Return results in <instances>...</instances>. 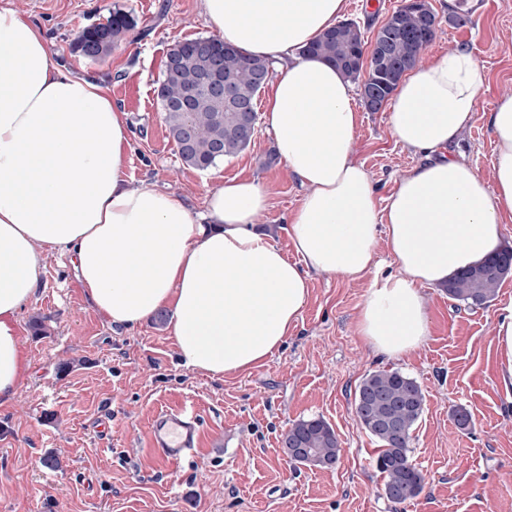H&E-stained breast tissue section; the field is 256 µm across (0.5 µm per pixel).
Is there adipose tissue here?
Returning a JSON list of instances; mask_svg holds the SVG:
<instances>
[{
  "instance_id": "adipose-tissue-1",
  "label": "adipose tissue",
  "mask_w": 512,
  "mask_h": 512,
  "mask_svg": "<svg viewBox=\"0 0 512 512\" xmlns=\"http://www.w3.org/2000/svg\"><path fill=\"white\" fill-rule=\"evenodd\" d=\"M346 0H201L225 45L279 68L263 124L303 191L286 217L288 260L259 221L270 200L253 179L210 191L203 211L131 187L129 130L107 85L51 63L42 31L0 5V405L30 364L19 313L38 292L42 256L69 255L91 305L113 325L170 315L186 367L212 377L265 363L297 325L313 275L370 278L356 331L400 356L430 334L424 288L500 249L512 221V96L488 114L491 179L452 152L473 120L481 75L456 47L403 76L387 107L393 135L420 161L385 203L355 158L352 84L304 48ZM396 273L378 275L380 243Z\"/></svg>"
}]
</instances>
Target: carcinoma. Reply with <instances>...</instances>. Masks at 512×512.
<instances>
[{
    "label": "carcinoma",
    "mask_w": 512,
    "mask_h": 512,
    "mask_svg": "<svg viewBox=\"0 0 512 512\" xmlns=\"http://www.w3.org/2000/svg\"><path fill=\"white\" fill-rule=\"evenodd\" d=\"M134 16L121 8L113 9L106 22L84 29L72 51L78 56L99 61L112 53L128 31ZM438 27L430 4L416 10L399 7L388 16L377 34L375 47L366 48L359 26L340 21L311 43L304 52L324 57L341 74L372 87L371 96L379 102L389 99L405 72L433 42ZM107 39L97 42L99 31ZM222 75L232 80L236 106H217L206 95L211 58L202 47V38L187 39L173 45L168 55L172 66L164 65L162 81L156 89L169 138L183 164L205 170L239 155L252 143L258 123L256 100L270 80L272 65L262 59L247 58L235 50L217 47ZM512 255L498 253L470 267L448 281V298L467 307H480L496 295L501 280L509 272L503 261ZM425 396L417 380L399 370L369 373L354 393L356 417L377 445L373 464L383 489H392L402 504L417 497L426 477L413 459L414 426L424 412ZM288 440L310 454L301 464L323 468L326 460H338L340 443L332 425L322 417L299 419L286 432Z\"/></svg>",
    "instance_id": "cac0c4a2"
}]
</instances>
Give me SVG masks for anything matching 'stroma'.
Wrapping results in <instances>:
<instances>
[{"label":"stroma","instance_id":"stroma-1","mask_svg":"<svg viewBox=\"0 0 512 512\" xmlns=\"http://www.w3.org/2000/svg\"><path fill=\"white\" fill-rule=\"evenodd\" d=\"M47 36L51 61L107 84L129 129L126 176L135 187L174 194L194 207L225 180L260 182L271 208L262 221L286 255L285 218L301 199L296 183L270 162L271 136L258 128L238 156L208 170L185 166L168 136L156 98L164 60L176 42L212 35L199 0H14ZM136 26L104 60L71 50L84 28L105 22L113 6ZM432 58L462 45L482 81L476 116L458 145L490 178L495 143L487 114L512 94V0L463 25L437 14ZM356 158L378 200L393 193L418 158L388 125L387 110L362 111ZM369 278L316 275L285 344L251 371L212 378L180 360L168 323L113 326L90 304L68 256L50 253L36 296L19 314L30 371L17 399L0 407V512H512V404L498 378L494 323L512 306V276L486 305L470 308L445 289H425L431 331L413 352L374 354L356 333ZM44 330L35 333L33 321ZM414 377L426 397L413 434V458L426 481L414 500L395 505L382 490L361 428L354 392L375 370ZM472 418L458 428L456 407ZM162 409L200 421L204 444L162 466L149 451V427ZM320 416L341 446L335 467L289 463L281 436L293 421ZM59 456L49 469L40 460Z\"/></svg>","mask_w":512,"mask_h":512}]
</instances>
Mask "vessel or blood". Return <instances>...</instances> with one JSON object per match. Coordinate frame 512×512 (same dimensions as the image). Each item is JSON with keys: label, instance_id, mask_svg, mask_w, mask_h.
I'll use <instances>...</instances> for the list:
<instances>
[{"label": "vessel or blood", "instance_id": "1", "mask_svg": "<svg viewBox=\"0 0 512 512\" xmlns=\"http://www.w3.org/2000/svg\"><path fill=\"white\" fill-rule=\"evenodd\" d=\"M200 438L201 428L196 416L165 411L152 423L150 446L158 460L171 464L180 460L186 451L198 447Z\"/></svg>", "mask_w": 512, "mask_h": 512}]
</instances>
